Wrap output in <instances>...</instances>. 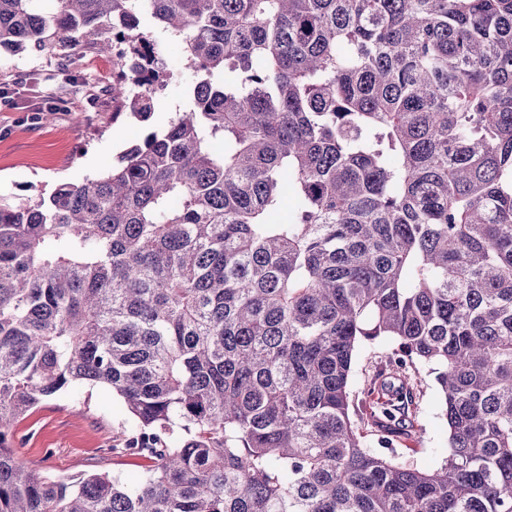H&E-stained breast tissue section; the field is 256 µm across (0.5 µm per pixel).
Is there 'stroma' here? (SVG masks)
<instances>
[{"label": "stroma", "instance_id": "35a3bbf8", "mask_svg": "<svg viewBox=\"0 0 512 512\" xmlns=\"http://www.w3.org/2000/svg\"><path fill=\"white\" fill-rule=\"evenodd\" d=\"M154 39L167 62V85L157 91L148 122L118 111L110 88L120 69L115 53L84 44L61 54L35 47L13 54L0 50V87L32 82L26 109L0 102V200L38 198L56 185L106 173L126 147L148 131L160 129L162 118H174L190 100L196 74L182 66L179 40L161 32ZM396 347L380 336L361 342L351 380L360 393L375 365ZM421 395L414 428L396 445L398 461L422 470L439 468L448 455V426L441 414L433 375L421 368ZM130 425L121 397L104 387L64 393L38 406L15 428L23 463L43 474L77 476L94 470L120 473L136 482L143 460L115 463L108 449Z\"/></svg>", "mask_w": 512, "mask_h": 512}]
</instances>
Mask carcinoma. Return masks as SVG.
Returning a JSON list of instances; mask_svg holds the SVG:
<instances>
[{"instance_id":"cac0c4a2","label":"carcinoma","mask_w":512,"mask_h":512,"mask_svg":"<svg viewBox=\"0 0 512 512\" xmlns=\"http://www.w3.org/2000/svg\"><path fill=\"white\" fill-rule=\"evenodd\" d=\"M54 2L0 0V49L116 52L142 122L146 22L200 78L111 172L0 202V512H512V0ZM418 364L434 471L386 454ZM88 386L127 405L134 484L18 457ZM394 339L387 336H379L371 341L360 343L355 354L354 371L351 380V390L356 396L364 387L365 380L372 374L374 366L386 355L396 348ZM421 395L414 428L396 443V458L422 470L439 468L448 456V426L441 415L438 388L428 367H420Z\"/></svg>"}]
</instances>
